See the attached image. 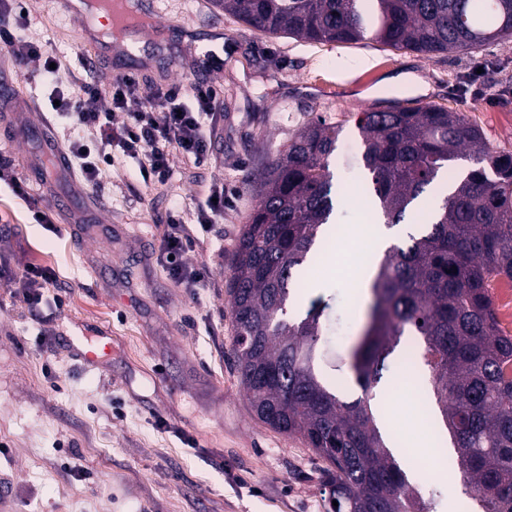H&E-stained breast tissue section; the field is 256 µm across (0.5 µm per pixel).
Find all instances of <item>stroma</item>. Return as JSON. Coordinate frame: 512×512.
<instances>
[{"label": "stroma", "instance_id": "stroma-1", "mask_svg": "<svg viewBox=\"0 0 512 512\" xmlns=\"http://www.w3.org/2000/svg\"><path fill=\"white\" fill-rule=\"evenodd\" d=\"M17 35L39 41L63 68L83 77L79 25L59 0H25ZM156 24L208 37L224 31V67L209 76L224 95V125L212 160L197 167L173 155L166 184H147L134 163L117 160L100 176L95 196L102 229L59 211L56 200L77 187L38 167L34 128L48 114L50 89L38 63L15 68L0 44V77L14 96L0 102V160L28 185L30 201L0 189V477L13 495L10 512H331L322 459L301 440L256 419L233 367L234 330L227 283L243 225L256 204L248 182L260 165L282 156L297 130L322 117L340 130L338 154L362 149L359 113L419 103L464 113L491 146L512 152V41L468 53L397 51L372 38L352 44L306 42L266 35L211 0H159ZM194 49L147 39L143 57L98 61L109 85L124 69L144 83L191 78ZM401 73L428 86L414 95L387 84ZM223 180L233 197L224 218L198 235L187 255L203 268L201 288L175 285L161 265L171 200L195 229V200L204 184ZM342 196L325 258L303 269L296 305L321 296L330 305L329 346L319 361L327 378L359 393L340 360L357 340L367 302L336 265L367 246L374 210L361 170L337 168ZM37 203L54 219L35 223ZM52 269L49 322L11 295L25 266ZM92 346L94 362L79 351ZM402 336L373 391L397 459L438 512H477L460 473L433 464L438 444L433 403L405 373L402 353L419 347Z\"/></svg>", "mask_w": 512, "mask_h": 512}]
</instances>
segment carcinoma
Masks as SVG:
<instances>
[{"label": "carcinoma", "instance_id": "1", "mask_svg": "<svg viewBox=\"0 0 512 512\" xmlns=\"http://www.w3.org/2000/svg\"><path fill=\"white\" fill-rule=\"evenodd\" d=\"M271 35L350 44L366 35L424 54L471 52L512 41V0H213ZM375 211L399 224L434 190L440 208L425 231L389 248L369 284L368 322L350 350L361 396L344 401L317 369L322 298L290 309L293 279L334 211L331 159L337 126L305 124L284 155L254 174L259 200L243 226L228 280L234 366L263 424L300 438L327 463L333 512H433L391 449L372 404L389 356L409 329L421 338L456 467L482 512H512V338L490 299L512 279V154L490 146L461 112L429 104L362 112L356 121ZM472 167L449 191L441 171Z\"/></svg>", "mask_w": 512, "mask_h": 512}]
</instances>
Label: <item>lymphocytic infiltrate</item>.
Segmentation results:
<instances>
[{
  "label": "lymphocytic infiltrate",
  "mask_w": 512,
  "mask_h": 512,
  "mask_svg": "<svg viewBox=\"0 0 512 512\" xmlns=\"http://www.w3.org/2000/svg\"><path fill=\"white\" fill-rule=\"evenodd\" d=\"M22 11L21 0H0V42L18 66L45 61L43 73L56 101L52 112L78 131L77 137L68 140L65 154L86 190L97 193L101 171L111 165L117 153L136 162L139 176L147 184H163L170 179L172 153H180L197 165L207 163L212 135L224 120L223 97L215 87L180 81L147 85L138 76L126 74L113 78L109 89L104 90L95 83L62 76L52 68L53 58L40 42L14 34ZM231 204L223 181H211L195 203L199 228L209 230ZM167 223L162 254L168 276L185 288L203 287V270L186 261L195 239L184 227L178 207H171ZM54 279L47 268L30 265L13 277L12 286L36 312L46 305Z\"/></svg>",
  "instance_id": "obj_1"
}]
</instances>
